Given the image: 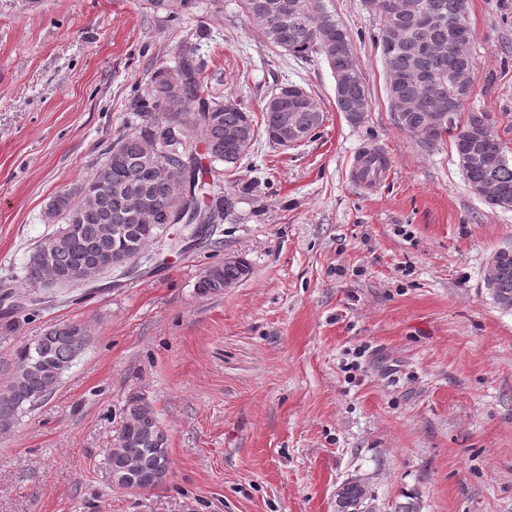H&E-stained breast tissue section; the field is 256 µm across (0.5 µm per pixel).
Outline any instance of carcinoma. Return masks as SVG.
I'll list each match as a JSON object with an SVG mask.
<instances>
[{
	"instance_id": "carcinoma-1",
	"label": "carcinoma",
	"mask_w": 512,
	"mask_h": 512,
	"mask_svg": "<svg viewBox=\"0 0 512 512\" xmlns=\"http://www.w3.org/2000/svg\"><path fill=\"white\" fill-rule=\"evenodd\" d=\"M378 10L382 27L377 36L386 73L416 71L435 76L442 87H449V79L461 69L471 70L473 58H456L452 55H434L417 43H396L392 31L399 27L412 26L415 7L433 11L439 25L426 39L431 42H448L453 32L452 22L469 13V0H381ZM151 8L163 10L179 18L200 7L217 11L221 0H148ZM246 13L265 10L267 22L255 23L256 29L272 45L287 50L299 57L309 54L327 56L322 36L339 33L350 38L348 30L336 19L327 7L326 0H242ZM172 70L185 73L183 94L199 105L220 106V117L209 121L203 110H189L180 98L170 94ZM203 69L194 62L190 54L181 56L172 68L160 67L151 77L146 93L137 97L133 111L138 123L130 132L117 138L112 146L119 147L121 158L111 162L112 150H107L105 162L85 182L106 179L118 185L119 190L99 192L91 198L80 194L66 195L60 191L52 197L46 211L63 210L78 217L71 233L67 224L53 234L44 237L27 254L23 265V287L31 288L46 274L63 275L81 268L97 265L112 253L132 247L144 250L167 233L166 212L184 207L178 177L171 172L160 176L153 173L155 158L143 149V140L151 135L153 113L165 106L171 118L180 122L186 131L179 153L169 158L173 169H193L195 183L190 209L193 220L204 222L210 205L207 195L211 184L223 178L219 169L237 167L236 160H227L224 151L230 149L228 134L244 131L249 137L256 136L255 121H245L249 111L231 101L218 100L205 93ZM388 99H413L419 102L416 109L397 118L401 128L420 131L419 138L427 146L433 145L428 112L437 101L435 93L411 82L386 83ZM366 87L362 72L347 77L343 85V102L336 103L338 111H369ZM288 86L275 88L262 108L264 126L278 116L288 119ZM306 133L314 132L323 122L321 111L311 105L299 108ZM452 130L447 132L455 147L458 164L467 182L491 179L512 198V160L505 155L503 144L494 131L490 115L486 111L455 112L452 114ZM470 129L474 136L461 139L455 130ZM492 131V137H483V131ZM497 154L496 161L489 163L487 155ZM141 196L148 204L140 220L129 224L128 235L118 238L105 232V226L114 223L123 212L129 195ZM250 273L249 264L224 267L210 266L209 274L197 283L199 293L217 294L224 291V281L240 282ZM493 303L501 310L512 311V256L501 260L495 278V287L488 289ZM71 323L55 324L40 337L32 347L20 350L15 359V370L9 383L0 390V419L16 422L21 413L44 403L50 386H58L66 372L72 367L82 350L73 340ZM125 412L126 422L117 437L124 452L107 457V469L111 479H122L134 467L142 474V487L159 486L169 471L167 436L161 428L153 409L138 393L129 395ZM374 496L365 482L345 481L336 488V512H375Z\"/></svg>"
}]
</instances>
